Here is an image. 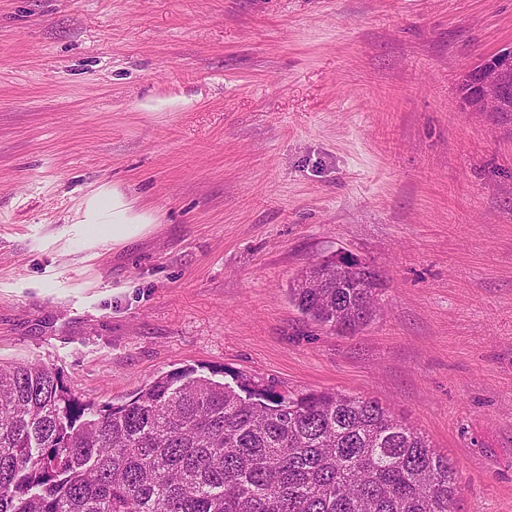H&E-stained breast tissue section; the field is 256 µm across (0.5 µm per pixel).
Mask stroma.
<instances>
[{
	"instance_id": "1",
	"label": "stroma",
	"mask_w": 512,
	"mask_h": 512,
	"mask_svg": "<svg viewBox=\"0 0 512 512\" xmlns=\"http://www.w3.org/2000/svg\"><path fill=\"white\" fill-rule=\"evenodd\" d=\"M510 44L512 0H0V362L376 398L512 512V117L456 103ZM336 255L386 274L352 336L288 298ZM100 194L93 196L87 207V224H113L112 241L119 243L141 235L150 224L152 217L147 212H135L117 189L112 188V196L107 206L101 204Z\"/></svg>"
}]
</instances>
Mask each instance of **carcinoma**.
Instances as JSON below:
<instances>
[{
  "label": "carcinoma",
  "instance_id": "cac0c4a2",
  "mask_svg": "<svg viewBox=\"0 0 512 512\" xmlns=\"http://www.w3.org/2000/svg\"><path fill=\"white\" fill-rule=\"evenodd\" d=\"M377 277L311 263L288 297L352 335L379 311ZM458 494L448 455L374 398L186 368L100 408L52 367L0 365V512H453Z\"/></svg>",
  "mask_w": 512,
  "mask_h": 512
}]
</instances>
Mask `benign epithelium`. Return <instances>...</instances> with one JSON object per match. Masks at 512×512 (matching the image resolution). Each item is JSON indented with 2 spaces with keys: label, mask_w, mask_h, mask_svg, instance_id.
<instances>
[{
  "label": "benign epithelium",
  "mask_w": 512,
  "mask_h": 512,
  "mask_svg": "<svg viewBox=\"0 0 512 512\" xmlns=\"http://www.w3.org/2000/svg\"><path fill=\"white\" fill-rule=\"evenodd\" d=\"M468 74L478 95L477 103L471 111H502L509 92V75L512 74V46L483 58L468 71Z\"/></svg>",
  "instance_id": "benign-epithelium-1"
}]
</instances>
